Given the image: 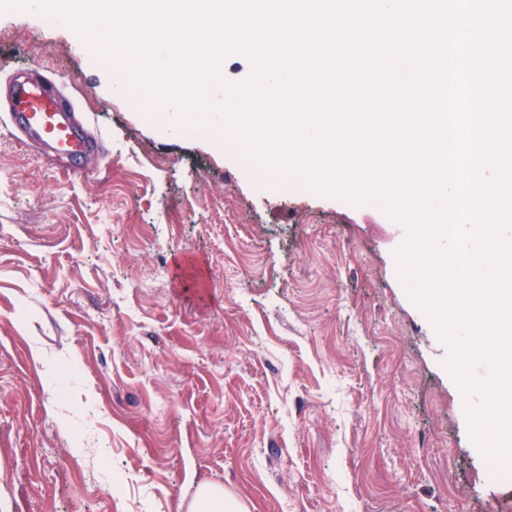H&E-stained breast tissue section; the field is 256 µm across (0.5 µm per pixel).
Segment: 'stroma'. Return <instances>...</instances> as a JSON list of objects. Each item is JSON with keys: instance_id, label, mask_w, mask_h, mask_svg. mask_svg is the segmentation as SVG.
<instances>
[{"instance_id": "35a3bbf8", "label": "stroma", "mask_w": 512, "mask_h": 512, "mask_svg": "<svg viewBox=\"0 0 512 512\" xmlns=\"http://www.w3.org/2000/svg\"><path fill=\"white\" fill-rule=\"evenodd\" d=\"M90 46L0 11V512H512L382 207L155 128ZM19 74L97 149L18 128ZM196 512L224 511V494L212 486H201L195 503Z\"/></svg>"}]
</instances>
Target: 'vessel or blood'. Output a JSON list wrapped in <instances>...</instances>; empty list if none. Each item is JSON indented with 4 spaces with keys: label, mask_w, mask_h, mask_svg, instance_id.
<instances>
[{
    "label": "vessel or blood",
    "mask_w": 512,
    "mask_h": 512,
    "mask_svg": "<svg viewBox=\"0 0 512 512\" xmlns=\"http://www.w3.org/2000/svg\"><path fill=\"white\" fill-rule=\"evenodd\" d=\"M71 101L49 96L41 86L23 82L13 90L15 122L57 154L77 160L93 148L84 129L74 122Z\"/></svg>",
    "instance_id": "vessel-or-blood-1"
}]
</instances>
